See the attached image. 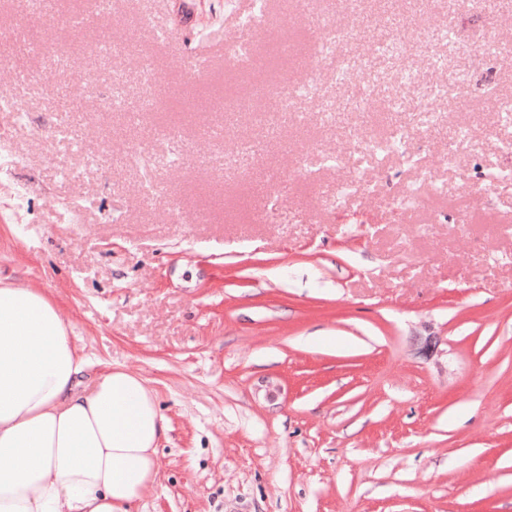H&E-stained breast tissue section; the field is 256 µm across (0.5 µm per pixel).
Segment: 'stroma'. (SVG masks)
I'll return each mask as SVG.
<instances>
[{"mask_svg": "<svg viewBox=\"0 0 512 512\" xmlns=\"http://www.w3.org/2000/svg\"><path fill=\"white\" fill-rule=\"evenodd\" d=\"M223 0H0V274L47 290L92 380L120 366L169 430L137 512H512V57L449 55L435 124L373 51L385 19L512 38V0H268L255 78L313 77L286 123L224 111L251 81L214 52ZM363 28L343 111L309 19ZM84 25L71 26L73 16ZM70 115L75 137L57 128ZM404 156L361 174L366 142ZM254 142L256 153L239 156ZM336 164L308 176L304 158Z\"/></svg>", "mask_w": 512, "mask_h": 512, "instance_id": "1", "label": "stroma"}]
</instances>
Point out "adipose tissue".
<instances>
[{"label": "adipose tissue", "mask_w": 512, "mask_h": 512, "mask_svg": "<svg viewBox=\"0 0 512 512\" xmlns=\"http://www.w3.org/2000/svg\"><path fill=\"white\" fill-rule=\"evenodd\" d=\"M73 326L42 288L0 275V512H136L167 424L144 380L89 386Z\"/></svg>", "instance_id": "obj_1"}]
</instances>
